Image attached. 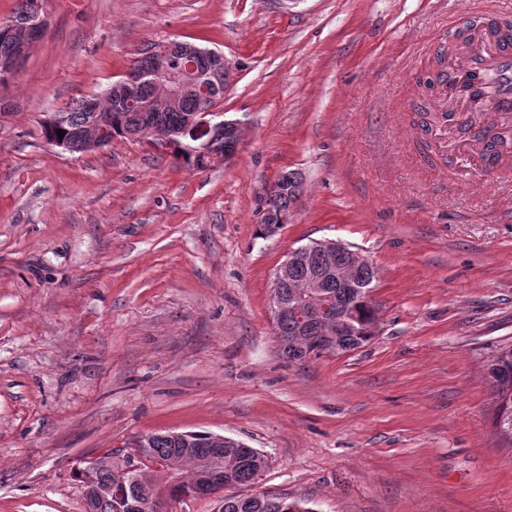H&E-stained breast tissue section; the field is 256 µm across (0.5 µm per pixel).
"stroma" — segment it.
<instances>
[{
    "label": "stroma",
    "instance_id": "35a3bbf8",
    "mask_svg": "<svg viewBox=\"0 0 512 512\" xmlns=\"http://www.w3.org/2000/svg\"><path fill=\"white\" fill-rule=\"evenodd\" d=\"M508 0H45L0 86V512H83L89 458L166 430L268 465L240 495L314 512H512V448L485 367L512 343V169L421 153L431 45ZM223 52L229 162L188 170L125 138L47 145L50 114L148 43ZM304 185L259 233L255 197ZM338 240L376 268L383 324L344 355L283 358L270 288L289 249ZM295 184L294 178L290 172L284 171L276 179L265 184L261 192L257 196L258 201V212H259V231L262 233V229L264 224H267L266 231L263 233L264 236H272L278 232L280 227L283 224H287L288 217L283 215L281 212H276V210L269 205V200L273 198L279 191L280 186L288 184L289 188H292V192H296L297 196H299L298 188L291 186V184Z\"/></svg>",
    "mask_w": 512,
    "mask_h": 512
}]
</instances>
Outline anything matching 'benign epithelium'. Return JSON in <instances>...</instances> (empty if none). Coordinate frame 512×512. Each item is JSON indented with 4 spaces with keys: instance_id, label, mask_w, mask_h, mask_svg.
Returning a JSON list of instances; mask_svg holds the SVG:
<instances>
[{
    "instance_id": "benign-epithelium-1",
    "label": "benign epithelium",
    "mask_w": 512,
    "mask_h": 512,
    "mask_svg": "<svg viewBox=\"0 0 512 512\" xmlns=\"http://www.w3.org/2000/svg\"><path fill=\"white\" fill-rule=\"evenodd\" d=\"M45 23L41 12L37 11L30 19L18 24L12 20L0 23V35L16 40L17 49L8 60L0 61V71L5 74L17 72L23 65L31 47L44 34ZM153 65L169 68L170 82L157 88L152 97L142 101L140 91L145 85V71L142 67L143 55L132 58L120 79L112 82V87L103 97L120 109L138 104L144 112H179L184 100L190 96H202L215 99L221 88H229L234 81V66L223 53L200 47L196 44L169 40L155 43L149 48ZM186 123L205 142L224 138V155L215 158L217 162H226L238 152L241 143V124L226 117L223 112L212 107L203 112H192L186 116ZM133 140H148L156 147L170 150L173 138L164 131L148 124L130 135ZM112 143V129L107 116H102L95 136L88 142L93 151H99ZM294 183L290 172L284 171L276 179L266 184L257 196L259 223L266 225L264 236H272L280 227L288 223V217L269 205V200L279 191L280 186ZM317 255L328 258V264L321 274L311 278L306 287L318 290L336 284L338 288H358L351 271L371 266L368 258L333 239L312 240L290 250L286 258L277 266L271 285V316L273 327L288 318L292 312L299 323L320 322L327 336H343L353 328L354 314L347 310L341 317H335L327 304L288 305L281 297L279 288L288 279L291 266L304 262ZM164 440L174 446V451L188 456V446L198 442L193 431L153 432L130 441L126 449L114 454L118 464L117 479L109 484L95 481L94 472L100 465V458L87 461V498L85 510L92 504L109 499L125 507L127 512H139L143 509V495H149V501L159 512H171L172 501L167 493L168 485L180 479L174 471L152 461L147 453L156 440ZM207 447L213 453L200 462L198 480L194 493L221 503L217 512H223L224 490L233 488L236 483L224 480V449L244 448L242 441L209 433L204 438Z\"/></svg>"
}]
</instances>
